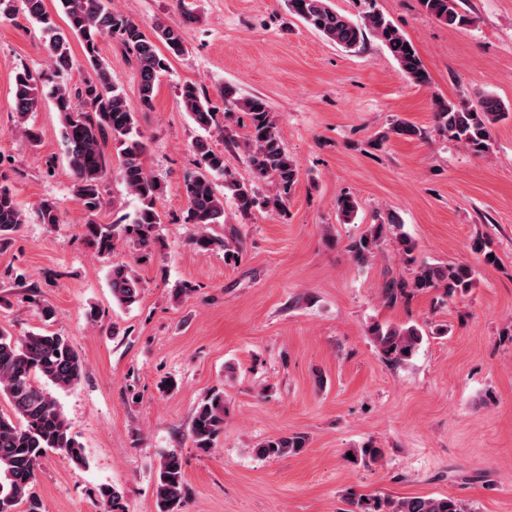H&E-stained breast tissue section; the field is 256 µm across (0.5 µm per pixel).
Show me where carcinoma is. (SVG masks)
<instances>
[{
  "label": "carcinoma",
  "instance_id": "carcinoma-1",
  "mask_svg": "<svg viewBox=\"0 0 512 512\" xmlns=\"http://www.w3.org/2000/svg\"><path fill=\"white\" fill-rule=\"evenodd\" d=\"M426 12L451 27H463L470 18L458 10L457 0H420ZM288 11L315 29L327 41L346 50L363 46L367 33H372L387 49L404 77L413 84L425 86L430 76L411 41L384 14L370 7L359 19L336 11L331 0H285ZM56 13L65 17L66 28L57 25L45 0H0V18L18 21L23 18L38 24L51 58L55 81L24 69L16 73L13 89L15 131L28 143L39 141L37 129L28 122L43 98L50 97L61 117V138L66 147V160L72 174L75 196L88 215L85 236L99 253L110 255L114 242L122 239L137 250H148L161 224L156 201L163 193L160 180L146 167L145 145L137 138V114L153 109L160 77L167 71L168 58L158 44L169 53L185 50L181 28L159 23L155 34L147 35L141 26L112 12L109 0H57ZM109 34L134 58L139 75V96L131 102L102 60L101 38ZM82 45L84 63L92 74L80 87L66 81L68 72L79 62L71 53V38ZM178 97L195 125L208 131L216 125V115L203 87L195 82L178 86ZM225 112L251 115L250 130L242 141L254 179L269 182L274 190L260 195L251 183L230 177L224 166V153L213 150L204 140L196 141V170L184 177L187 210L185 223L196 227L191 244L198 250L214 247L224 255L236 258L240 252L235 238L224 239L210 233L214 224L224 223V196L215 189L212 176H224V189L231 192L237 210L247 216L256 208L288 213V194L298 180L296 163L283 148L275 116L268 102L256 95L241 97L229 86L224 87ZM436 132L474 153L489 151L492 128L503 119L507 108L496 98L486 95L474 107L463 101L436 96L432 99ZM111 139L120 148L117 170L107 164L102 143ZM135 196L139 207L127 224H101L95 220L105 202L106 183L111 175ZM338 216L345 223L355 218L358 202L343 196L336 202ZM39 223L52 229L61 223L58 206L43 200L36 208ZM25 223L6 175L0 173V246L6 245ZM396 235L397 244L406 255L413 252L411 240L400 232V224L390 216L376 224L368 234L351 245L354 258L365 263L375 256L388 234ZM477 271L469 264H431L420 262L409 281L393 282L385 297L392 303L407 295V290L425 292L443 287L448 296L464 295L475 287ZM112 298L116 304L130 307L138 302L142 281L126 261H115L111 269ZM369 334L383 357L392 363H403L415 353L422 340L414 325L384 326L374 324ZM84 374V364L70 339L59 333L30 332L14 336L0 330V398L9 411H0V507L21 512H44L37 490V471L50 452L64 454L76 466L86 465L84 448L72 435L64 411L51 389L67 390L77 385ZM224 391L215 389L197 404L189 433L194 447L208 454L224 432ZM301 433L275 435L261 442L255 453L262 458L296 455L306 448ZM353 463L377 462L382 450L365 445L352 451ZM155 494L159 512H183L188 495L180 457L171 453L159 463ZM103 512H125L123 492L115 487L98 490ZM354 512H472L463 501L451 496H412L398 499L381 497L352 500Z\"/></svg>",
  "mask_w": 512,
  "mask_h": 512
}]
</instances>
